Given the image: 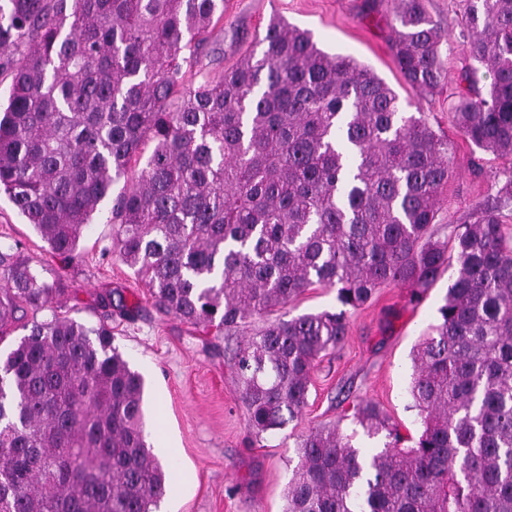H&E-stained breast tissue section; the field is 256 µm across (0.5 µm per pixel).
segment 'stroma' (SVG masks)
I'll return each instance as SVG.
<instances>
[{
    "label": "stroma",
    "instance_id": "1",
    "mask_svg": "<svg viewBox=\"0 0 512 512\" xmlns=\"http://www.w3.org/2000/svg\"><path fill=\"white\" fill-rule=\"evenodd\" d=\"M424 4L449 38L442 51L447 77L432 93L409 87L391 55L390 0H224L206 69L230 71L275 16L310 31L322 50L371 66L411 112L424 113L439 135L454 142L453 174L437 221L459 224L487 194L500 162L465 141L450 118L451 105L468 87L462 73L471 67L462 36L464 0ZM111 211V201H104L80 240V260L66 266L1 196L0 253L18 254L47 279H60L63 291L53 300L59 315L88 325L107 319L114 345L142 374L150 441L162 461L176 464L157 512H283L297 458L294 438L337 422L363 453H374L377 440L358 433L351 419L362 401L377 403L402 434L417 435L420 419L408 393L410 354L436 321L447 279H439L420 303H411L408 288L387 286L352 311L344 343L312 372L303 412L282 429L257 436L246 425L223 333L182 322L154 304L133 270L112 252ZM115 291L135 307L133 318L105 317L102 301Z\"/></svg>",
    "mask_w": 512,
    "mask_h": 512
}]
</instances>
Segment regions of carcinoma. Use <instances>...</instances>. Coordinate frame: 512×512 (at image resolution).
I'll return each mask as SVG.
<instances>
[{
    "instance_id": "cac0c4a2",
    "label": "carcinoma",
    "mask_w": 512,
    "mask_h": 512,
    "mask_svg": "<svg viewBox=\"0 0 512 512\" xmlns=\"http://www.w3.org/2000/svg\"><path fill=\"white\" fill-rule=\"evenodd\" d=\"M224 0H0V194L66 262L145 141L137 186L112 207V252L156 306L236 339L248 428L308 404L317 360L347 309L379 289L418 300L440 277L438 317L412 352L421 431L402 445L372 402L296 439L285 512H512V0H467L470 59L489 74L452 109L470 144L509 159L465 224L435 228L453 145L406 116L368 66L273 17L239 65L185 83ZM391 51L412 88L445 79L448 34L423 0H393ZM0 341L14 310L59 293L0 256ZM314 286L338 312L281 314ZM0 359V512H152L167 474L147 442L143 376L112 330L52 314Z\"/></svg>"
}]
</instances>
